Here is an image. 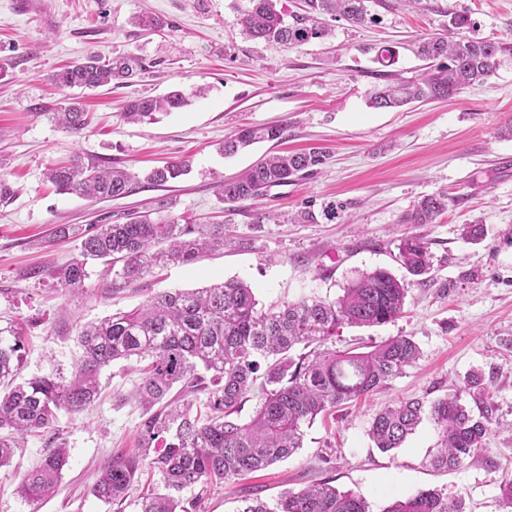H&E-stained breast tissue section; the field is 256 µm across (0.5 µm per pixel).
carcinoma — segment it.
Instances as JSON below:
<instances>
[{
	"instance_id": "carcinoma-1",
	"label": "carcinoma",
	"mask_w": 512,
	"mask_h": 512,
	"mask_svg": "<svg viewBox=\"0 0 512 512\" xmlns=\"http://www.w3.org/2000/svg\"><path fill=\"white\" fill-rule=\"evenodd\" d=\"M278 2L249 0L242 18L248 36L296 48L331 35L332 29L318 21L321 15L355 24L367 16L366 0H304L305 15H294L289 22L277 9ZM470 26L468 16L450 14L448 35L423 38L416 46L418 56L434 62V68L418 79L374 90L372 106L396 108L450 97L487 80L498 59L512 55V45L463 35ZM142 71V59L135 55L90 56L58 70L52 82L60 90L95 89L127 83ZM188 101L181 90L135 99L125 105L123 117L129 122L151 121ZM48 116L74 135L90 124L89 113L76 101ZM283 132L280 125L240 128L224 140L222 152L232 155L259 141L279 140ZM324 160L319 148L268 154L241 176L220 184L222 200L232 208L256 200ZM190 169L189 159L171 161L152 169L146 182L163 186ZM46 178L63 194L101 200L128 194L134 175L77 158L47 169ZM447 206L440 197H427L408 223L430 224ZM53 236L79 241L77 254L52 275L57 289L74 297L86 293L93 263L112 268V287L117 289L143 279L156 267L193 264L232 241L227 224H194L172 215H138L123 224H58ZM397 260L413 276L428 274L429 243L416 235L402 238ZM407 292L406 284L385 268L359 275L334 301L300 300L267 311L258 308L252 288L235 279L201 290L159 291L137 309L81 326L80 357L69 373L58 368L52 375L19 383L20 339L16 334L10 343L0 338V382L13 383L0 395V468L14 455L17 437L53 431L60 412L80 414L90 407L104 369L121 361L146 360L136 386V397L147 407L138 429V453L112 458L90 491L120 510L147 470L159 476L161 488L134 500L136 512H194L198 500L184 502V490L205 491L287 459L302 448L304 428L317 417L368 396L419 360L420 349L410 336H394L364 352L336 349V332L343 326L375 327L400 317ZM177 384L180 395L174 397L171 392ZM466 386L483 404L479 416L460 403L456 392L429 404L406 399L373 414L369 438L380 451L389 452L402 447L427 419L439 437L432 465L447 470L462 466L485 451L492 424L482 377L468 376ZM200 392L205 393L204 413L194 410ZM252 394L258 395V402L251 419L233 418ZM67 465V449L59 444L21 478L20 496L27 502L47 497ZM499 490L504 512H512L511 475L501 476ZM240 512L372 510L361 495L322 481L297 492L287 490L271 505L258 497L247 498ZM382 512H464V506L460 498L450 500L437 490H422L391 501Z\"/></svg>"
}]
</instances>
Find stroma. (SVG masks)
Listing matches in <instances>:
<instances>
[{
    "label": "stroma",
    "mask_w": 512,
    "mask_h": 512,
    "mask_svg": "<svg viewBox=\"0 0 512 512\" xmlns=\"http://www.w3.org/2000/svg\"><path fill=\"white\" fill-rule=\"evenodd\" d=\"M247 0H0V174L18 188L0 205V332H22L21 378L70 368L79 357V324L129 311L159 291L204 288L238 279L260 306L319 297L338 298L351 279L378 267L407 278L405 312L376 327H343L338 347L409 336L418 363L386 387L335 416L306 428L302 448L287 460L204 494L198 512H240L249 488L263 500L328 479L361 494L374 512L391 500L436 489L462 497L466 512H502L498 480L512 474V56L483 83L452 98L398 109H376L377 87L412 80L428 63L413 51L420 36L447 34L448 16L467 15L473 38L512 43V0H366L363 25L331 21L332 34L297 48L254 41L242 31ZM141 15L162 19L142 30ZM391 48L385 67L378 50ZM96 54H133L144 70L130 84L81 91L89 126L73 135L52 122L70 91L54 87L58 67ZM203 85L204 96L151 124L131 123L126 101ZM244 125H280L281 140L254 144L234 156L219 154L224 139ZM320 148L327 157L309 176L270 189L228 211L218 183L281 150ZM80 156L109 161L135 173L131 192L91 202L60 194L46 182L53 164ZM192 156L187 176L150 187L152 167ZM443 195L448 208L431 224L407 218L427 196ZM171 203L174 216L203 224H232L236 243L186 266L155 269L120 291L112 275L93 265L87 292L77 299L57 291L49 272L77 252L57 241L59 224H119L129 215ZM346 209L314 224L274 223L305 205ZM466 224L484 227L481 241L461 237ZM409 234L430 244L433 267L407 277L396 261ZM41 279L23 277L28 267ZM479 372L493 397L487 451L458 469L434 468L438 435L423 422L402 448L381 452L367 435L372 415L406 398H442L452 387L468 408L476 403L465 380ZM138 372L129 363L104 370L99 399L79 415L60 413L56 433L21 439L0 468V512H112L89 493L114 449L134 452L144 410L134 397ZM64 440L69 465L54 493L29 503L19 478L43 460L52 439Z\"/></svg>",
    "instance_id": "35a3bbf8"
}]
</instances>
